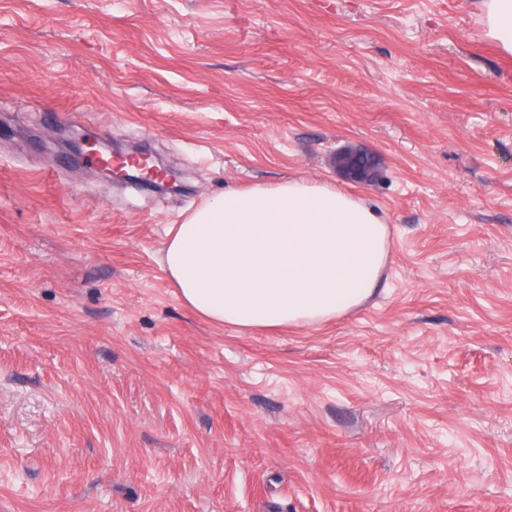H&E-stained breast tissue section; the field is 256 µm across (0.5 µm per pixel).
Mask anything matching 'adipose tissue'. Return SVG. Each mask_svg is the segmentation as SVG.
<instances>
[{"instance_id": "adipose-tissue-1", "label": "adipose tissue", "mask_w": 512, "mask_h": 512, "mask_svg": "<svg viewBox=\"0 0 512 512\" xmlns=\"http://www.w3.org/2000/svg\"><path fill=\"white\" fill-rule=\"evenodd\" d=\"M388 229L361 196L289 179L227 189L173 225L163 267L181 300L218 325H314L379 289Z\"/></svg>"}]
</instances>
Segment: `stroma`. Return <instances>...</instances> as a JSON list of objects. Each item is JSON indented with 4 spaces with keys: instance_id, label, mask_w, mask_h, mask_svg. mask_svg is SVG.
Here are the masks:
<instances>
[{
    "instance_id": "1",
    "label": "stroma",
    "mask_w": 512,
    "mask_h": 512,
    "mask_svg": "<svg viewBox=\"0 0 512 512\" xmlns=\"http://www.w3.org/2000/svg\"><path fill=\"white\" fill-rule=\"evenodd\" d=\"M478 2L0 0V512H512V55ZM73 125L185 190L75 169ZM293 177L380 214V292L198 316L168 228ZM348 158L343 160V157ZM336 168L344 176L354 182H372L378 173V158L371 152L361 149H347L336 155L334 159Z\"/></svg>"
}]
</instances>
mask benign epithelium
I'll list each match as a JSON object with an SVG mask.
<instances>
[{
  "label": "benign epithelium",
  "mask_w": 512,
  "mask_h": 512,
  "mask_svg": "<svg viewBox=\"0 0 512 512\" xmlns=\"http://www.w3.org/2000/svg\"><path fill=\"white\" fill-rule=\"evenodd\" d=\"M56 146L65 148L76 155L85 153L89 148L98 154L104 150L111 154L115 164L109 167L100 162L97 176L105 181L134 186L138 189L153 192L176 193L184 189L182 174L168 165L148 166L150 156L139 150L123 152L110 142H100L86 134L78 138H70L66 131L55 137ZM336 168L344 176L354 182L368 183L378 173V158L371 152L361 149H347L336 155Z\"/></svg>",
  "instance_id": "7a95c632"
}]
</instances>
